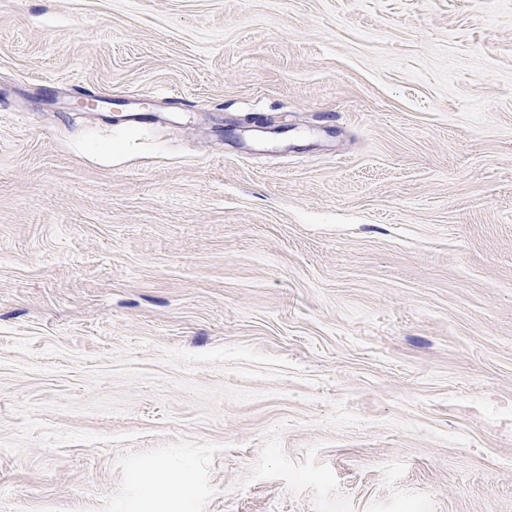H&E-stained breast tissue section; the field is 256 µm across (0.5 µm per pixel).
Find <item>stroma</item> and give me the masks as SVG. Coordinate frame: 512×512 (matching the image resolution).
Wrapping results in <instances>:
<instances>
[{
    "instance_id": "1",
    "label": "stroma",
    "mask_w": 512,
    "mask_h": 512,
    "mask_svg": "<svg viewBox=\"0 0 512 512\" xmlns=\"http://www.w3.org/2000/svg\"><path fill=\"white\" fill-rule=\"evenodd\" d=\"M162 465L512 512V0H0V512Z\"/></svg>"
}]
</instances>
